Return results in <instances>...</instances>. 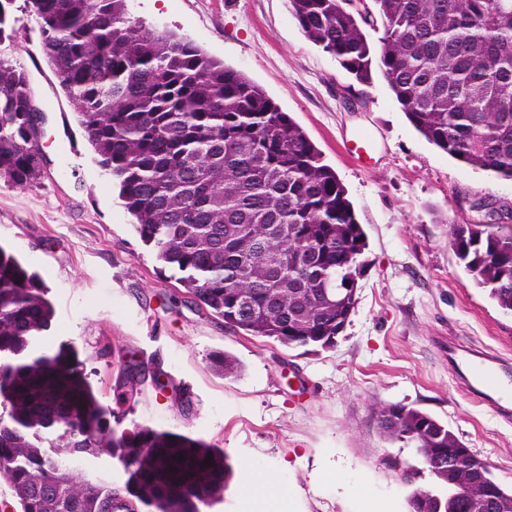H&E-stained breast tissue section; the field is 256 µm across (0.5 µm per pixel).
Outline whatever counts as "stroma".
<instances>
[{
  "mask_svg": "<svg viewBox=\"0 0 512 512\" xmlns=\"http://www.w3.org/2000/svg\"><path fill=\"white\" fill-rule=\"evenodd\" d=\"M126 18L191 40L259 85L306 132L346 187L368 247L358 304L333 349L312 352L225 328L195 305L139 239L98 166L26 20L0 53L28 74L39 110L38 178L0 180V246L47 286L42 344L71 346L121 428L147 426L223 448L232 476L204 512H244L248 463L282 474L288 512H410L437 482L414 448L381 433L377 409L402 403L443 421L497 482L512 487V422L462 391L439 353L457 337L512 362V315L455 256L452 230L475 212L458 200L512 204V181L450 157L408 122L382 77L353 81L310 42L288 0H126ZM369 140L368 154L352 142ZM239 369L222 373L216 353ZM159 372L131 406L113 387L126 361ZM80 477L124 490L107 455L69 461Z\"/></svg>",
  "mask_w": 512,
  "mask_h": 512,
  "instance_id": "1",
  "label": "stroma"
}]
</instances>
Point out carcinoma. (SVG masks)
I'll return each instance as SVG.
<instances>
[{
    "label": "carcinoma",
    "mask_w": 512,
    "mask_h": 512,
    "mask_svg": "<svg viewBox=\"0 0 512 512\" xmlns=\"http://www.w3.org/2000/svg\"><path fill=\"white\" fill-rule=\"evenodd\" d=\"M0 0V42L22 19ZM126 0H25L43 54L97 163L112 177L140 239L195 304L230 330L285 347L330 350L356 307L366 235L348 192L305 131L257 84L192 42L125 20ZM305 36L356 82L385 79L409 123L474 169L512 180V0H289ZM382 28L378 48L363 26ZM24 70L0 55V178L24 187L40 172L29 135ZM453 247L476 284L512 314V224H460ZM44 281L0 246V478L18 512H200L231 476L224 452L149 427L117 431L81 362L39 339L54 309ZM132 364L116 402L147 380ZM392 441L433 461L441 492L419 512H512V489L486 469L448 486L457 436L401 403L379 408ZM63 429L73 457L107 454L129 496L77 477L42 433ZM210 465H204V462ZM495 487L496 500L485 496Z\"/></svg>",
    "instance_id": "1"
}]
</instances>
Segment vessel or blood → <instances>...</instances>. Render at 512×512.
<instances>
[{"label":"vessel or blood","instance_id":"b4317fda","mask_svg":"<svg viewBox=\"0 0 512 512\" xmlns=\"http://www.w3.org/2000/svg\"><path fill=\"white\" fill-rule=\"evenodd\" d=\"M448 362L458 367L462 387L504 420H512V402L500 393L501 384L512 381V365L456 340L448 342Z\"/></svg>","mask_w":512,"mask_h":512}]
</instances>
